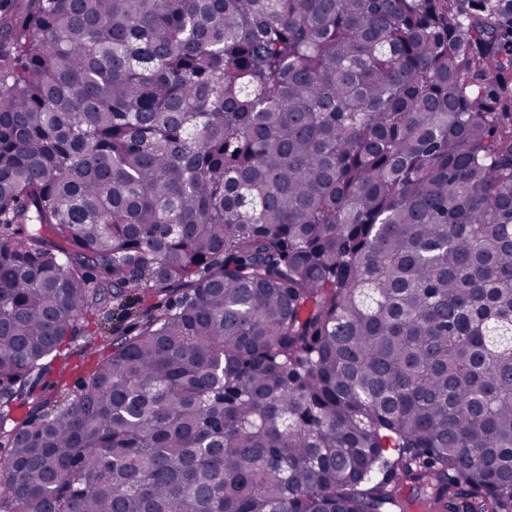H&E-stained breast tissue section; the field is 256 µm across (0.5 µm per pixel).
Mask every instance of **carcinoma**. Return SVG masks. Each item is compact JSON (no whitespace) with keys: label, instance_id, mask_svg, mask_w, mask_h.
Returning <instances> with one entry per match:
<instances>
[{"label":"carcinoma","instance_id":"carcinoma-1","mask_svg":"<svg viewBox=\"0 0 512 512\" xmlns=\"http://www.w3.org/2000/svg\"><path fill=\"white\" fill-rule=\"evenodd\" d=\"M479 2L0 0V512H512ZM108 352V350L87 351L83 348V340L78 338L68 350H64V355L54 361V369L40 382L37 392L42 390L43 395L50 397L55 394V385L61 380L70 388L76 387L94 370L99 359ZM61 363L66 364L61 367Z\"/></svg>","mask_w":512,"mask_h":512}]
</instances>
